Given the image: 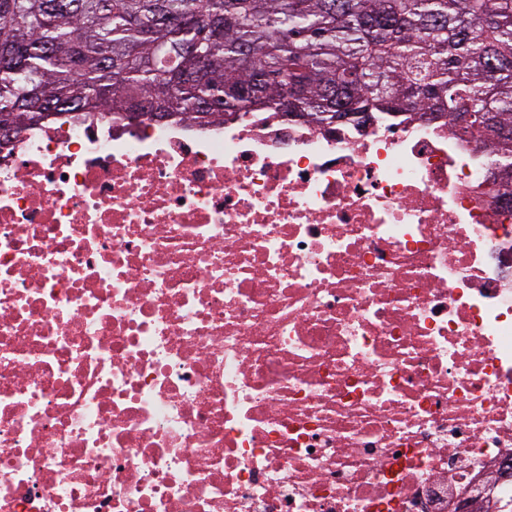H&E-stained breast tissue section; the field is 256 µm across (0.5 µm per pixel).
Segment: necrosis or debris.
I'll return each mask as SVG.
<instances>
[{"label":"necrosis or debris","instance_id":"obj_1","mask_svg":"<svg viewBox=\"0 0 512 512\" xmlns=\"http://www.w3.org/2000/svg\"><path fill=\"white\" fill-rule=\"evenodd\" d=\"M506 462L477 133L76 112L0 147V512H455Z\"/></svg>","mask_w":512,"mask_h":512}]
</instances>
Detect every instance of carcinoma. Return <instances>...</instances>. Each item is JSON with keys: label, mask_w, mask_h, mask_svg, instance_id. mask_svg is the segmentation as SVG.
I'll list each match as a JSON object with an SVG mask.
<instances>
[{"label": "carcinoma", "mask_w": 512, "mask_h": 512, "mask_svg": "<svg viewBox=\"0 0 512 512\" xmlns=\"http://www.w3.org/2000/svg\"><path fill=\"white\" fill-rule=\"evenodd\" d=\"M429 104L480 133L512 195V0H0V121H224Z\"/></svg>", "instance_id": "carcinoma-1"}]
</instances>
